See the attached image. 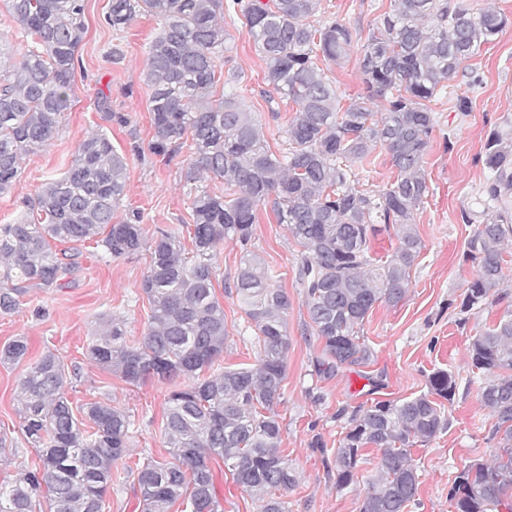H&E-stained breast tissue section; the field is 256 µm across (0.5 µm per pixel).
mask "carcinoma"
I'll return each mask as SVG.
<instances>
[{
  "mask_svg": "<svg viewBox=\"0 0 512 512\" xmlns=\"http://www.w3.org/2000/svg\"><path fill=\"white\" fill-rule=\"evenodd\" d=\"M233 5L266 61L261 96L269 104L280 99L296 105L277 154L241 95L242 74L223 69L229 40L224 0H111L106 16L119 32L139 14L160 21L142 73L155 129L149 151L169 161L188 151L180 180L189 188L193 258L183 256L172 232L160 231L146 244L139 210L116 218L127 163L103 132L84 139L68 170L27 201L32 220L0 224L1 315L19 309L32 289L59 285L74 268L67 252L53 251V241L93 240L114 258L149 246L140 288L152 315L142 342L127 344L121 327L107 320L87 351L97 367L132 386L155 377L189 380L170 393L165 410L164 437L174 461L147 458L136 467L142 512H168L181 498L191 512H223L208 465L214 457L258 497L261 512H286L276 492L293 487L296 475L280 448L275 407L291 344L290 300L251 250L258 211L271 207L303 248L297 283L322 344L314 372L330 377L346 366L369 364L373 352L361 340V326L376 305L404 300L423 248L415 214L430 191L424 164L435 117L427 102L508 22L494 9L471 11L465 0H390L359 60L363 89L344 107L320 66L346 55L352 32L343 20H318L320 0ZM8 12L26 45L13 52L0 47V193L10 191L24 156L47 144L70 109L85 35L84 0H8ZM220 82L223 95L216 101L211 95ZM379 100L388 107L377 119L373 105ZM378 146L397 176L375 192L359 187L354 169ZM483 165L482 222L463 254L477 269L459 305L463 324L472 311L507 295L512 126L489 132ZM204 173L220 185L196 186ZM390 230L397 238L394 251L372 257L370 237ZM226 240L240 245L241 258L225 289L251 321L259 352L251 367L215 371L228 331L215 295L213 259ZM27 352L26 340L16 338L0 347V363L18 364ZM468 355L483 376L481 401L497 417V448L493 465L475 463L456 476L451 506L455 512H512V314L471 337ZM66 383L65 365L52 352L20 377L23 431L40 464L0 484V512H35L34 497L43 488L48 512H103L112 465L127 453L129 416L92 401L76 417L64 396ZM456 389L455 377L437 370L427 391L352 413L333 454L336 486L354 481L367 451L379 456L359 512H408L416 504L420 474L412 447L448 427L445 402L453 401Z\"/></svg>",
  "mask_w": 512,
  "mask_h": 512,
  "instance_id": "1",
  "label": "carcinoma"
}]
</instances>
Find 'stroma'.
I'll list each match as a JSON object with an SVG mask.
<instances>
[{"instance_id": "obj_1", "label": "stroma", "mask_w": 512, "mask_h": 512, "mask_svg": "<svg viewBox=\"0 0 512 512\" xmlns=\"http://www.w3.org/2000/svg\"><path fill=\"white\" fill-rule=\"evenodd\" d=\"M466 2L476 12L497 8L508 23L496 41L462 64L479 76V84L469 88L464 77H457L430 103L436 120L426 158L430 192L416 215L424 248L411 272L407 297L395 306H375L361 329L374 354L368 365L344 368L331 377L314 374L313 361L322 345L307 327V309L296 282L302 248L286 226L277 223L271 209H260L253 226L252 250L279 273L278 284L291 302L287 314L291 346L276 407L282 428L280 448L297 475L296 485L283 495L288 512H359L376 471L375 453L367 454L355 483L348 487H337L327 471L346 432L347 411L426 391L429 375L440 369L455 375L457 390L445 407L447 430L413 449L421 484L412 512H454L449 493L455 477L465 466L488 463L494 457L491 432L496 418L480 402L481 378L472 371L467 347L477 328L512 310V279L505 284L507 297L472 313L467 325L458 323V305L468 280L476 274L464 263L463 252L473 222L480 219L483 145L491 128L512 123V0ZM109 3L84 2L86 33L75 63L71 108L46 146L25 157L12 189L0 194V224L28 217L24 200L35 197L47 179L64 173L77 145L97 130L105 131L126 159L127 187L119 210L142 212L145 238L191 221L179 181L181 158L167 162L149 151L154 137L150 91L140 74L146 66V49L158 32L157 20L143 14L124 31H113L105 21ZM321 8L326 16L343 19L352 32L346 56L328 70L345 101L362 90L361 50L370 30L389 12L390 0H321ZM224 27L230 35V64L245 75L246 105L259 114L271 149H281L292 108L281 104L279 119H272L261 95L266 64L240 13L226 11ZM116 47L122 51L117 59L112 56ZM463 93L470 98L465 113L456 107ZM76 251V266L60 287L34 289L17 312L0 315V346L18 337L28 343V354L20 363L0 364V482L39 464L36 449L22 431L17 385L30 364L50 351L72 374L65 395L73 406L103 400L129 416V454L112 468L104 512H140L130 468L148 456L169 460L162 430L174 384L151 378L137 387L129 385L92 365L86 349L104 321L112 318L120 322L127 343L141 341L151 314L140 288L150 253L144 248L113 258L91 241L77 245ZM240 256L239 245L228 242L214 260L216 293L229 332L219 361L223 368L254 363L257 352L246 314L223 288L232 280ZM210 468L224 512H259L256 498L233 480L221 459L211 460Z\"/></svg>"}]
</instances>
